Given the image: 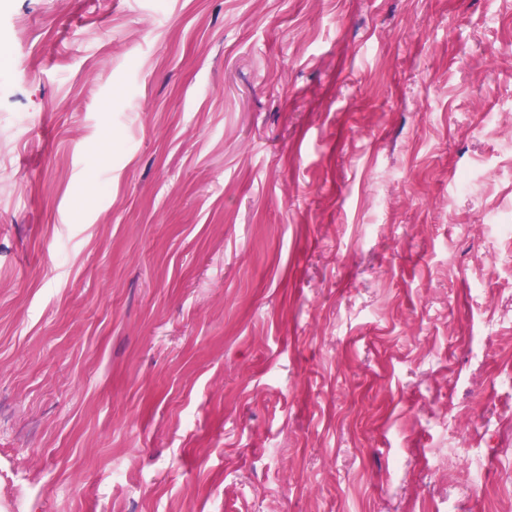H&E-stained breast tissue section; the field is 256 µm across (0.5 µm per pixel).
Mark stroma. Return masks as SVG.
Wrapping results in <instances>:
<instances>
[{"label":"stroma","mask_w":512,"mask_h":512,"mask_svg":"<svg viewBox=\"0 0 512 512\" xmlns=\"http://www.w3.org/2000/svg\"><path fill=\"white\" fill-rule=\"evenodd\" d=\"M512 0H0V512H512Z\"/></svg>","instance_id":"35a3bbf8"}]
</instances>
